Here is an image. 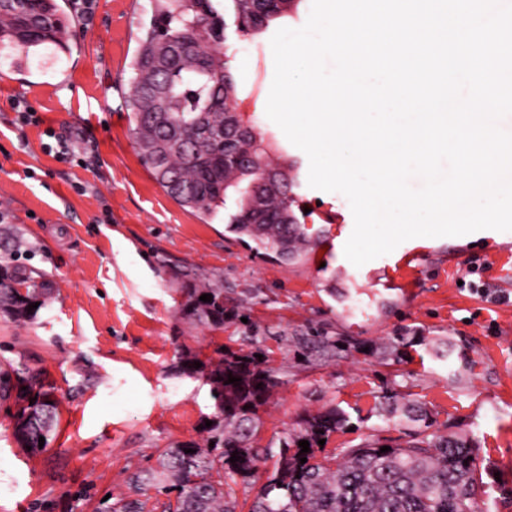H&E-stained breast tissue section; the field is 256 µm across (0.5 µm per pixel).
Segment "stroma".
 Segmentation results:
<instances>
[{"mask_svg": "<svg viewBox=\"0 0 512 512\" xmlns=\"http://www.w3.org/2000/svg\"><path fill=\"white\" fill-rule=\"evenodd\" d=\"M57 3L67 50L31 56L13 89L0 88V244L23 243L25 263L46 271L56 294L32 322L0 318V360L53 387L58 419L47 449L30 456L14 438L12 402L0 401V512H98L158 449L202 442L209 388L180 373L179 352H247L256 336L280 371L260 445L331 407L350 423L326 452L404 442L405 427L375 414L397 394L424 404L435 430L475 441L480 512H512V231L416 237L353 265L343 252L354 228L347 198L309 186L307 155L266 115L270 35L230 29L238 110L294 163L295 212L314 240L287 265L252 251L223 219L181 208L139 156L125 100L149 0H95L87 26L75 0ZM21 106L40 124L20 125ZM49 128L85 158L54 157ZM185 266L222 280L239 319L221 330L182 319L174 273ZM323 338L338 344L328 361Z\"/></svg>", "mask_w": 512, "mask_h": 512, "instance_id": "obj_1", "label": "stroma"}]
</instances>
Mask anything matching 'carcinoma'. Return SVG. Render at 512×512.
Here are the masks:
<instances>
[{
    "instance_id": "obj_1",
    "label": "carcinoma",
    "mask_w": 512,
    "mask_h": 512,
    "mask_svg": "<svg viewBox=\"0 0 512 512\" xmlns=\"http://www.w3.org/2000/svg\"><path fill=\"white\" fill-rule=\"evenodd\" d=\"M301 0H225V12L244 37L255 38L273 22L290 15ZM151 26L139 40L130 64L127 107L135 123V143L155 181L179 206L228 228L283 263L301 257L312 245L306 225L294 210L295 179L288 165L273 157L271 141L236 112L237 86L232 59L220 49L224 18L212 0H151ZM34 12L45 34L24 37L20 22ZM206 16L209 26L192 48L172 58L166 71L153 63L171 46L189 39L185 21ZM62 20L55 0H6L0 4V58H11L21 43L31 53L46 45L63 47ZM165 101L154 105V92ZM15 287L0 288V315L26 322L47 307L53 282L35 268L19 264L17 250L0 248V277ZM175 276L186 284L177 308L185 320L222 329L235 316L224 303V286L185 268ZM212 300L203 302L200 296ZM38 304V308L29 306ZM262 350L248 353L227 346L195 367L184 356L179 368L210 385L214 412L203 444L174 443L157 451L155 463L133 473L129 493L102 502L100 512H240L234 486L256 490L248 512H478L481 475L472 441L456 433L432 430L426 407L383 397L377 413L413 425L410 440L392 445L377 440L317 459L318 441L343 428L346 417L329 409L303 421L267 446L255 445L260 411L277 385ZM237 378L227 383L228 376ZM16 394L21 404L14 435L21 448L41 451L57 419L53 391L22 375L13 363L0 368V397ZM309 442L301 452L299 441ZM190 453H185V450ZM240 460L230 461L233 452ZM307 462H301V459ZM273 462V469L267 468Z\"/></svg>"
}]
</instances>
